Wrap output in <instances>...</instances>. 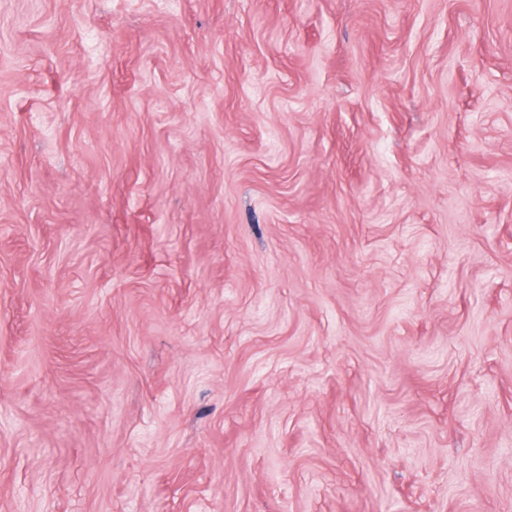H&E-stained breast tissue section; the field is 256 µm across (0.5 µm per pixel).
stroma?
<instances>
[{
  "label": "stroma",
  "mask_w": 512,
  "mask_h": 512,
  "mask_svg": "<svg viewBox=\"0 0 512 512\" xmlns=\"http://www.w3.org/2000/svg\"><path fill=\"white\" fill-rule=\"evenodd\" d=\"M0 512H512V0H0Z\"/></svg>",
  "instance_id": "1"
}]
</instances>
